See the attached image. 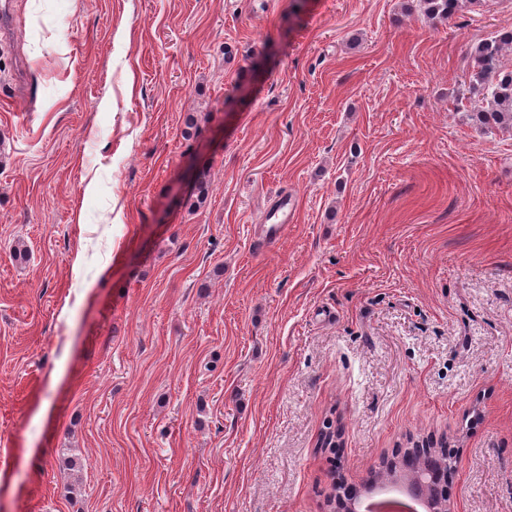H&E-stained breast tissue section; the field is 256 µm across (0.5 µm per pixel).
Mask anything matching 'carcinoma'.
Listing matches in <instances>:
<instances>
[{"mask_svg":"<svg viewBox=\"0 0 512 512\" xmlns=\"http://www.w3.org/2000/svg\"><path fill=\"white\" fill-rule=\"evenodd\" d=\"M420 6L429 19L446 18L461 7V0H420ZM508 44H512V31L481 41L472 53L471 92L482 95L485 103L473 116L491 128H512V71H504L498 64L500 53Z\"/></svg>","mask_w":512,"mask_h":512,"instance_id":"cac0c4a2","label":"carcinoma"}]
</instances>
